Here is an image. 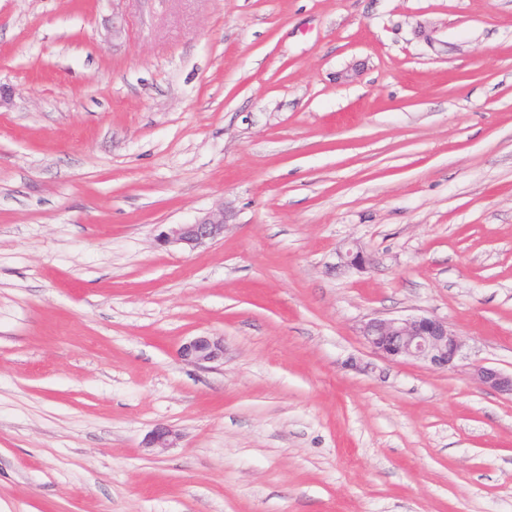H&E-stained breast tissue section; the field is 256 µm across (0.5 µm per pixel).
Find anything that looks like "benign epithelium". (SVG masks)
I'll list each match as a JSON object with an SVG mask.
<instances>
[{
    "mask_svg": "<svg viewBox=\"0 0 512 512\" xmlns=\"http://www.w3.org/2000/svg\"><path fill=\"white\" fill-rule=\"evenodd\" d=\"M224 234V210L211 211L191 224H171L159 235L165 244H178L195 249ZM365 344L378 356L398 362L420 360L430 369L455 367L464 340L448 322L417 315L394 318H371L360 329ZM180 357L189 364L203 367L224 360V339L219 336H195L179 348ZM482 387L512 396V373L494 368L479 367L472 373ZM179 434L169 426H156L149 436L147 447L172 448Z\"/></svg>",
    "mask_w": 512,
    "mask_h": 512,
    "instance_id": "1",
    "label": "benign epithelium"
}]
</instances>
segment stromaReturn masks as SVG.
<instances>
[{"instance_id": "1", "label": "stroma", "mask_w": 512, "mask_h": 512, "mask_svg": "<svg viewBox=\"0 0 512 512\" xmlns=\"http://www.w3.org/2000/svg\"><path fill=\"white\" fill-rule=\"evenodd\" d=\"M409 315L456 368L364 344ZM477 365L512 373V0H0V512H512ZM224 209L211 211L191 224H171L162 231L159 240L164 244H178L195 249L224 234ZM360 333L365 344L381 358L390 362L420 360L430 369L456 367L465 344L447 321L427 315L370 318ZM179 354L187 363L205 367L224 360V339L220 336H195L181 345Z\"/></svg>"}]
</instances>
